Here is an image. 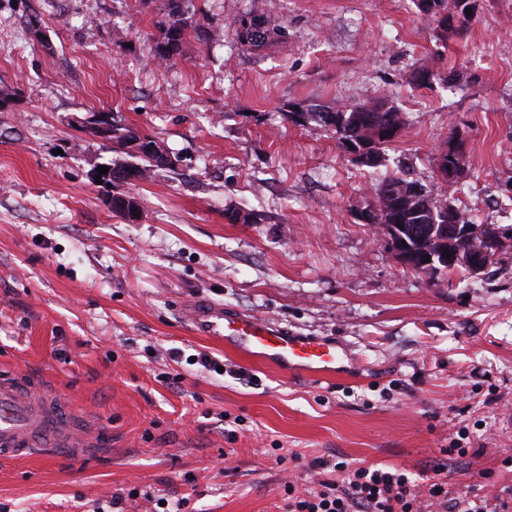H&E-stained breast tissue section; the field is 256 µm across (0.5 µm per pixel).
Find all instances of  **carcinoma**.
Masks as SVG:
<instances>
[{
    "instance_id": "cac0c4a2",
    "label": "carcinoma",
    "mask_w": 512,
    "mask_h": 512,
    "mask_svg": "<svg viewBox=\"0 0 512 512\" xmlns=\"http://www.w3.org/2000/svg\"><path fill=\"white\" fill-rule=\"evenodd\" d=\"M179 2L180 0H168L167 19L159 23V37L155 41L152 58L161 64H166L180 55L184 33L189 26L188 18L180 9ZM249 16L263 25V33L257 38L252 37L249 41H244L241 24L246 15L242 14L234 20L240 44L247 43L252 48H260L270 40L285 35L286 28L281 20L256 11L249 13ZM294 123L299 126L313 123L321 128L333 129L339 141L343 139V129H350L356 132L357 137L369 140L377 127L402 126L403 116L388 97L384 96L369 103L356 104L344 109L303 104L299 118L294 120ZM107 142L112 144L114 151L133 158L128 166L140 173V179L150 178L156 170L157 165L154 164V155L150 150V146L155 144L152 137L114 118L112 136L107 138ZM414 184V180L396 175L386 176L374 187L373 203L386 211L392 223L404 226V237L417 248L436 254L448 251L463 255L477 243L486 245L484 236L488 235V231H497V228L490 224L477 225V228L481 229L482 237L476 238L474 243L445 233L442 225L422 219L420 201L411 200L409 195L410 186Z\"/></svg>"
}]
</instances>
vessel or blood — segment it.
Returning <instances> with one entry per match:
<instances>
[{
  "label": "vessel or blood",
  "mask_w": 512,
  "mask_h": 512,
  "mask_svg": "<svg viewBox=\"0 0 512 512\" xmlns=\"http://www.w3.org/2000/svg\"><path fill=\"white\" fill-rule=\"evenodd\" d=\"M187 322L211 336L236 340L251 355L280 369L318 375L339 369L334 344L296 336L249 316H229L217 308L195 309ZM91 430L77 429L65 399L56 391L12 375H0V458L40 457L58 451L81 454L94 447Z\"/></svg>",
  "instance_id": "vessel-or-blood-1"
}]
</instances>
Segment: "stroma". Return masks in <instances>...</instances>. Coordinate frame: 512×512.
Returning a JSON list of instances; mask_svg holds the SVG:
<instances>
[{
  "instance_id": "35a3bbf8",
  "label": "stroma",
  "mask_w": 512,
  "mask_h": 512,
  "mask_svg": "<svg viewBox=\"0 0 512 512\" xmlns=\"http://www.w3.org/2000/svg\"><path fill=\"white\" fill-rule=\"evenodd\" d=\"M471 5L440 46L414 0H181L192 26L159 65L165 0H0V372L57 387L102 434L80 457L0 462V512H285L286 485L341 462L512 497V252L430 280L356 217L396 174L512 228V0ZM252 9L285 37L241 47ZM383 96L404 124L376 169L284 112ZM89 112L174 162L120 186L139 221L95 182L116 153L72 124ZM451 144L465 173L447 182ZM201 302L331 341L343 369L251 359L184 321Z\"/></svg>"
}]
</instances>
